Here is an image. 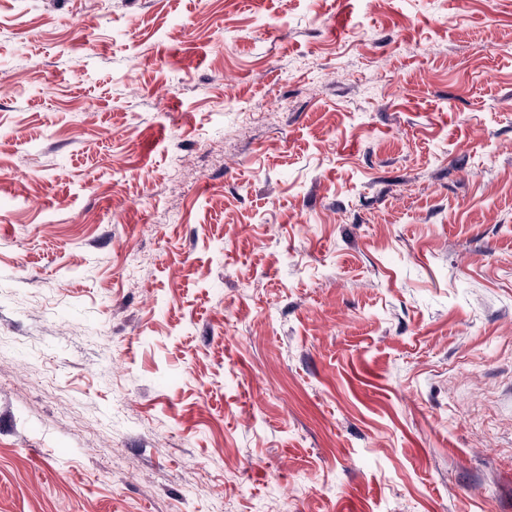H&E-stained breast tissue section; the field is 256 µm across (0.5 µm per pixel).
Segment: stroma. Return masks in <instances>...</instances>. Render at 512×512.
Instances as JSON below:
<instances>
[{
    "label": "stroma",
    "mask_w": 512,
    "mask_h": 512,
    "mask_svg": "<svg viewBox=\"0 0 512 512\" xmlns=\"http://www.w3.org/2000/svg\"><path fill=\"white\" fill-rule=\"evenodd\" d=\"M0 512H512V0H0Z\"/></svg>",
    "instance_id": "35a3bbf8"
}]
</instances>
